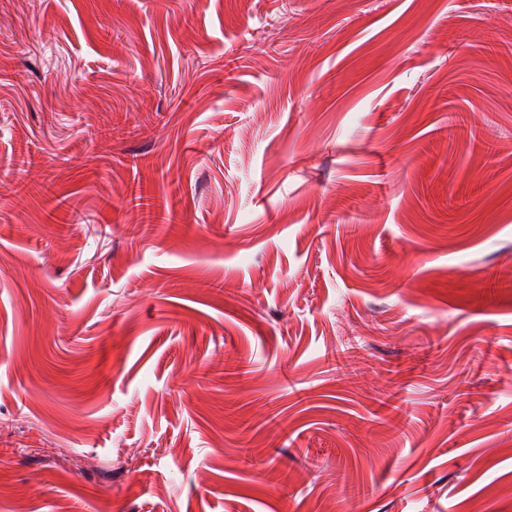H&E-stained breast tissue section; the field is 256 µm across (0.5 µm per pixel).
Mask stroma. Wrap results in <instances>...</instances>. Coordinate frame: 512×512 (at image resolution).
Returning <instances> with one entry per match:
<instances>
[{
  "mask_svg": "<svg viewBox=\"0 0 512 512\" xmlns=\"http://www.w3.org/2000/svg\"><path fill=\"white\" fill-rule=\"evenodd\" d=\"M0 512H512V0H0ZM135 169L136 174L126 193L127 203L131 209L137 210L141 214L143 221L153 224L154 221L159 220L160 216L155 212V205L150 203L149 198L144 194L143 176L137 165H135Z\"/></svg>",
  "mask_w": 512,
  "mask_h": 512,
  "instance_id": "obj_1",
  "label": "stroma"
}]
</instances>
